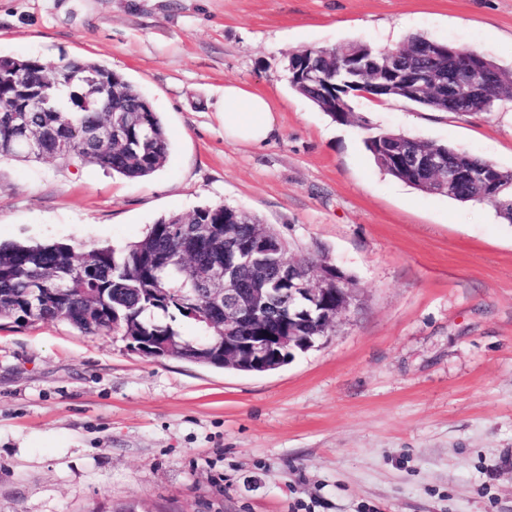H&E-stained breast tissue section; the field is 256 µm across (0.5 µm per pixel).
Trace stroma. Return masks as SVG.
<instances>
[{"instance_id":"obj_1","label":"stroma","mask_w":512,"mask_h":512,"mask_svg":"<svg viewBox=\"0 0 512 512\" xmlns=\"http://www.w3.org/2000/svg\"><path fill=\"white\" fill-rule=\"evenodd\" d=\"M412 34L512 72V0H0V56L122 74L164 124L136 180L0 159V242L122 247L159 217L244 210L323 255L354 300L281 368L144 356L64 321L0 327V512H512V224L387 175L368 131L512 169V99L433 112L350 99L332 120L291 54ZM266 94L278 135L224 137L225 82Z\"/></svg>"}]
</instances>
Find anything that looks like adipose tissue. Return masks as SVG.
<instances>
[{
	"label": "adipose tissue",
	"instance_id": "1",
	"mask_svg": "<svg viewBox=\"0 0 512 512\" xmlns=\"http://www.w3.org/2000/svg\"><path fill=\"white\" fill-rule=\"evenodd\" d=\"M224 137L236 144L260 146L275 135L269 99L233 82L224 85Z\"/></svg>",
	"mask_w": 512,
	"mask_h": 512
}]
</instances>
